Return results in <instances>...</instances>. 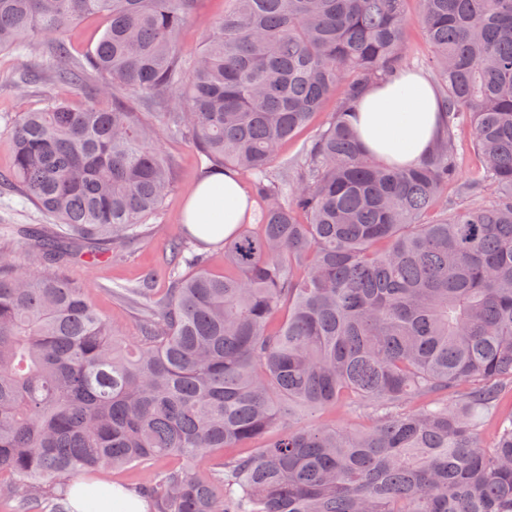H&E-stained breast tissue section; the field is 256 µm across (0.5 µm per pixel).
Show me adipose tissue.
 <instances>
[{
	"instance_id": "obj_1",
	"label": "adipose tissue",
	"mask_w": 512,
	"mask_h": 512,
	"mask_svg": "<svg viewBox=\"0 0 512 512\" xmlns=\"http://www.w3.org/2000/svg\"><path fill=\"white\" fill-rule=\"evenodd\" d=\"M354 131L374 157L400 167L419 164L444 131L438 94L428 78L407 70L369 87L353 120ZM252 203L237 171H214L190 193L183 222L200 240L216 243L244 223ZM72 512H147V503L120 486L100 484L89 497L84 481L68 488Z\"/></svg>"
}]
</instances>
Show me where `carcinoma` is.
Instances as JSON below:
<instances>
[{
	"instance_id": "cac0c4a2",
	"label": "carcinoma",
	"mask_w": 512,
	"mask_h": 512,
	"mask_svg": "<svg viewBox=\"0 0 512 512\" xmlns=\"http://www.w3.org/2000/svg\"><path fill=\"white\" fill-rule=\"evenodd\" d=\"M199 2L0 0V50L42 35L50 62L104 16L85 62L55 77L154 118L49 101L10 131L0 188L58 224L22 230L42 273L0 252V496L66 512V482L172 457L131 488L153 512H512V0H418L446 125L407 168L351 123L406 63V0H228L187 67L177 36ZM340 86L300 174L273 177ZM464 127L473 186L489 187L477 206L442 198ZM159 131L249 176L263 205L224 240V271L176 240L173 263L127 289L146 312L128 344L55 269L143 234L172 187ZM337 406L366 425L303 423Z\"/></svg>"
}]
</instances>
